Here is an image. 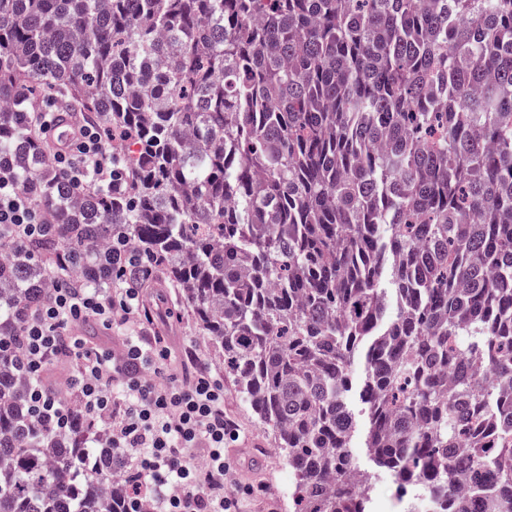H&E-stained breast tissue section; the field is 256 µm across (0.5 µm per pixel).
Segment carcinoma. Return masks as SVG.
<instances>
[{
  "instance_id": "carcinoma-1",
  "label": "carcinoma",
  "mask_w": 512,
  "mask_h": 512,
  "mask_svg": "<svg viewBox=\"0 0 512 512\" xmlns=\"http://www.w3.org/2000/svg\"><path fill=\"white\" fill-rule=\"evenodd\" d=\"M45 96L112 129L120 190L49 168ZM1 165L49 224L0 243V512H127L101 424L37 425L21 359L60 278L120 267L180 290L290 512L380 477L512 512V0H0Z\"/></svg>"
}]
</instances>
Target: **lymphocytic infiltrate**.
Listing matches in <instances>:
<instances>
[{
    "label": "lymphocytic infiltrate",
    "mask_w": 512,
    "mask_h": 512,
    "mask_svg": "<svg viewBox=\"0 0 512 512\" xmlns=\"http://www.w3.org/2000/svg\"><path fill=\"white\" fill-rule=\"evenodd\" d=\"M48 160L77 192H111L119 171L111 131L90 119L80 124L74 142L54 148ZM46 221L34 194L0 166V240L16 244L42 236ZM90 320L117 331L121 350L88 345L76 329ZM152 320L141 283L122 274L107 290L75 282L54 288L22 329L32 414L58 430L80 415L101 421L112 447L135 463L133 501L148 500L152 512H242L251 489L228 488L234 467L227 450L240 432L224 409V380L202 363L173 373L164 337L142 333ZM61 356L71 362L68 384L79 400L77 415L43 379ZM197 448L205 451L203 461L195 459Z\"/></svg>",
    "instance_id": "1"
}]
</instances>
